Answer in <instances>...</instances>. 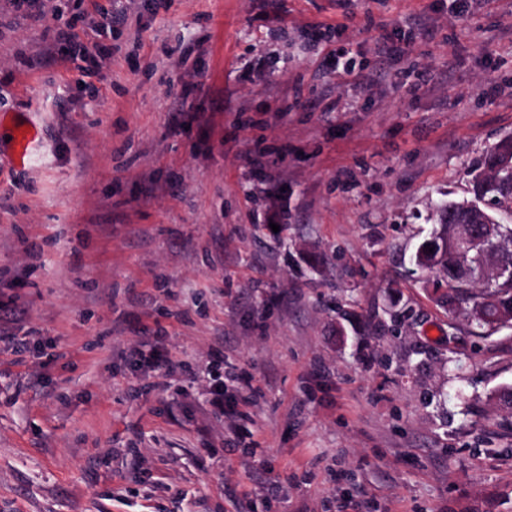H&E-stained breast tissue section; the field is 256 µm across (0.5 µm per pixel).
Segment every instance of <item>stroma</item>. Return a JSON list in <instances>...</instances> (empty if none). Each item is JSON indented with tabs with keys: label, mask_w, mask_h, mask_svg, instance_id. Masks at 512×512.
I'll return each instance as SVG.
<instances>
[{
	"label": "stroma",
	"mask_w": 512,
	"mask_h": 512,
	"mask_svg": "<svg viewBox=\"0 0 512 512\" xmlns=\"http://www.w3.org/2000/svg\"><path fill=\"white\" fill-rule=\"evenodd\" d=\"M108 2L0 0V512H512V327L412 262L512 135V0H168L61 63ZM344 57L342 49L332 50L327 54V58L332 60L336 66V76L346 85L360 84L361 75L348 63H343L341 59ZM17 129H20V133H15ZM37 137L38 132L32 125L20 124L15 127L12 133L14 163L26 167L33 166L37 162L39 156ZM242 389V387H239V381L236 375L232 372H224L223 383L220 384L218 396L213 399L212 405L217 409L223 410L224 414L227 416L240 415L242 412L238 410V405H246L248 403V398L241 394ZM229 390L234 391L236 394V404L228 405L227 407L224 400V393H227Z\"/></svg>",
	"instance_id": "obj_1"
}]
</instances>
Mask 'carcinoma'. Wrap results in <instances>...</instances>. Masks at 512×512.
I'll list each match as a JSON object with an SVG mask.
<instances>
[{"mask_svg": "<svg viewBox=\"0 0 512 512\" xmlns=\"http://www.w3.org/2000/svg\"><path fill=\"white\" fill-rule=\"evenodd\" d=\"M471 197L436 205V227L414 255L416 267L442 274L454 302L481 334L512 325V276L487 277V267L498 264L512 269V135L500 139L479 163L468 171ZM487 215L495 224H480ZM468 224L478 233L491 234V250L474 252L463 262L456 245L457 229Z\"/></svg>", "mask_w": 512, "mask_h": 512, "instance_id": "cac0c4a2", "label": "carcinoma"}]
</instances>
